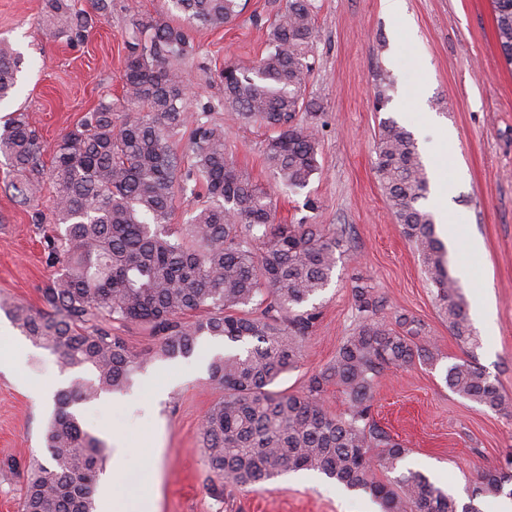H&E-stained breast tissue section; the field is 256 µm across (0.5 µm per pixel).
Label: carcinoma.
Here are the masks:
<instances>
[{
    "label": "carcinoma",
    "instance_id": "obj_1",
    "mask_svg": "<svg viewBox=\"0 0 512 512\" xmlns=\"http://www.w3.org/2000/svg\"><path fill=\"white\" fill-rule=\"evenodd\" d=\"M185 19L218 28L244 9L240 0H168ZM496 35L512 63V0H493ZM45 0L42 22L72 44L112 12V0ZM313 0H285L268 25L264 55L249 68L224 66L223 107L246 125L272 131L264 159L278 187L306 188L319 171L318 138L305 88L313 69ZM123 94L86 113L42 162L38 131L26 112L0 127V155L12 168L20 202L42 222L45 182L53 186V212L64 233L46 239L48 257L61 273L43 290L47 309L15 303L5 310L33 344L59 355L67 368H88L54 395L55 411L44 440L47 465H29L21 512H96L97 481L105 463L103 442L85 430L73 406L120 391L159 357L190 356L203 336L221 338L228 350L210 361V379L224 397L206 414L201 435L210 469L242 488L290 470L317 471L379 500L386 512H478L419 472L389 485L377 467L393 469L406 448L372 416L377 378L389 368L435 358L418 330L402 334L378 318L381 301L367 285L353 287L360 323L334 360L310 376L305 391L271 389L297 368L319 313L313 300L328 286L344 239L319 224L273 223L267 188L232 161L224 130L207 114L188 109L174 62L192 51L187 31L163 19L133 24ZM23 57L0 41V100L17 83ZM194 124L192 164L171 144L173 133ZM377 172L402 234L412 242L435 288L452 334L478 344L446 249L426 198L428 171L413 134L394 120L380 125ZM200 180L208 203L179 229L169 224L177 189ZM147 325L155 350L135 351L112 333V322ZM448 388L495 412L512 403L473 362L448 367ZM334 384L349 401L332 415L322 393ZM379 452H374V449ZM477 495L512 497V460L479 468Z\"/></svg>",
    "mask_w": 512,
    "mask_h": 512
}]
</instances>
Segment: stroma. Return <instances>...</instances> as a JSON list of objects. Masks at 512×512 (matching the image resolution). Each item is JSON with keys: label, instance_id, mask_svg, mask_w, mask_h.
<instances>
[{"label": "stroma", "instance_id": "obj_1", "mask_svg": "<svg viewBox=\"0 0 512 512\" xmlns=\"http://www.w3.org/2000/svg\"><path fill=\"white\" fill-rule=\"evenodd\" d=\"M316 37L314 69L306 96L317 104L320 170L292 196L275 194V179L263 164L264 129L241 124L221 105L225 65L251 66L265 50L276 0H248L232 24L188 27L192 52L178 61L191 111H207L223 127L237 167L273 190L275 221L323 225L342 234L347 251L329 286L315 299L321 316L306 342L298 368L275 387L303 392L309 376L326 367L358 323L352 288H372L389 326L414 319L422 340L435 344L434 365L420 362L391 368L375 389L376 420L406 443V468L430 478L460 503L498 512L500 500L473 497L477 469L503 464L512 454V411L494 412L452 393L448 365L468 359L512 399V65L502 56L492 0H406L405 16L387 15L381 0H313ZM44 0H0V40L25 57L14 92L0 101V123L28 111L38 130L44 159L56 142L101 99L122 94L126 44L135 21L167 18L184 23L166 0H114L111 15L88 39L69 46L39 21ZM390 83V101L376 109L377 75ZM410 130L431 184L455 187L448 217L450 273L466 298L483 293L488 320L473 323L479 346L470 350L453 336L433 296L422 261L388 205L376 171L375 143L383 119ZM14 177L0 156V303L42 308L41 293L59 272L45 252L54 224H33L31 211L16 199ZM314 199L316 209L305 208ZM480 241L473 254L470 242ZM219 347L201 341L186 358H159L134 376L130 393L139 403L102 400L78 405L83 427L113 453L114 436L133 441L155 431L159 437L156 476L138 455L128 457L129 491L141 494L158 478L156 512H377L368 493L331 480L311 482L284 473L244 489L210 471L200 435L208 409L224 394L207 370ZM0 512H19L25 464L48 463L43 436L52 397L73 374L57 355L36 347L13 327L0 338ZM175 372L178 380L157 405H150L154 379ZM46 391L36 402L28 387Z\"/></svg>", "mask_w": 512, "mask_h": 512}]
</instances>
